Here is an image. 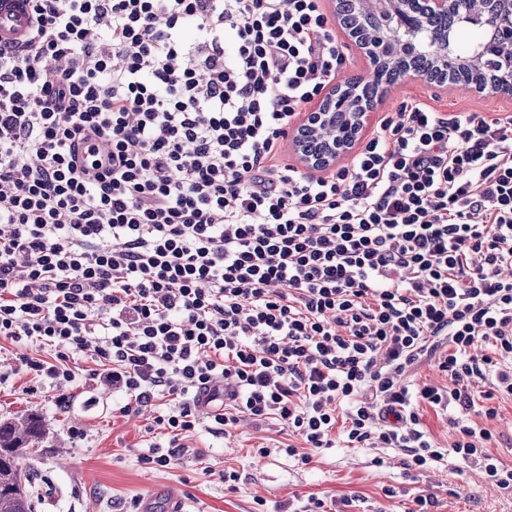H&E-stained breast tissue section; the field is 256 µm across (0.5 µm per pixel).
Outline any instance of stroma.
I'll list each match as a JSON object with an SVG mask.
<instances>
[{
	"label": "stroma",
	"mask_w": 512,
	"mask_h": 512,
	"mask_svg": "<svg viewBox=\"0 0 512 512\" xmlns=\"http://www.w3.org/2000/svg\"><path fill=\"white\" fill-rule=\"evenodd\" d=\"M427 102L448 112L489 116L512 113V97L481 93L461 95L413 80L399 82L377 109L395 112L406 99ZM20 348L0 341V370L10 377L0 384V420L26 414L42 417L46 435L23 461L34 473V512H132L135 499L158 485L180 490L186 512H256V498L285 503L314 494L358 495L353 512H407L418 495H433L435 512H512V497L500 493L475 465L449 462L409 479L402 456L387 452L384 466L372 463L373 451L327 448L309 463L276 449L287 441L279 423L245 419L229 435L199 426L184 439L185 447L165 469L140 464L152 410L121 417L113 405L121 397L111 386L93 379L94 364L82 359L72 381L61 387H36L31 375L19 371ZM66 402H58V393ZM270 447V456L256 455ZM239 472L236 489H227L224 469ZM395 488L386 497V488Z\"/></svg>",
	"instance_id": "35a3bbf8"
}]
</instances>
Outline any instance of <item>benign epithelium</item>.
Masks as SVG:
<instances>
[{
    "label": "benign epithelium",
    "mask_w": 512,
    "mask_h": 512,
    "mask_svg": "<svg viewBox=\"0 0 512 512\" xmlns=\"http://www.w3.org/2000/svg\"><path fill=\"white\" fill-rule=\"evenodd\" d=\"M393 4L403 17L396 29L383 26L354 40L355 46L362 49L369 60L366 74L352 79V89L345 82L332 87L305 119L294 126L290 146L304 170H326L356 147L372 114L398 83L383 74V70L398 66L407 50L430 53L435 66L450 73L475 69L492 71L494 83L489 85L452 83L459 92L512 94V57L483 48L471 54L463 52L455 43L453 31L444 33L434 42L428 40L418 20L404 18L410 13L408 0H393ZM423 10L427 16L456 10L463 27H492L489 45L512 42V0H423Z\"/></svg>",
    "instance_id": "benign-epithelium-1"
}]
</instances>
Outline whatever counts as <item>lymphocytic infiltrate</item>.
Returning a JSON list of instances; mask_svg holds the SVG:
<instances>
[{"mask_svg":"<svg viewBox=\"0 0 512 512\" xmlns=\"http://www.w3.org/2000/svg\"><path fill=\"white\" fill-rule=\"evenodd\" d=\"M31 2L29 49L0 47V337L52 353L27 373L84 355L120 415L171 398L152 469L247 416L305 463L455 458L512 494L469 419L512 399V114L407 99L314 176L280 148L347 68L321 0ZM425 360L444 383H404ZM421 427L441 446H446L455 438V430L448 424L446 418L436 413L432 408L424 406L419 411Z\"/></svg>","mask_w":512,"mask_h":512,"instance_id":"f902f5d3","label":"lymphocytic infiltrate"}]
</instances>
